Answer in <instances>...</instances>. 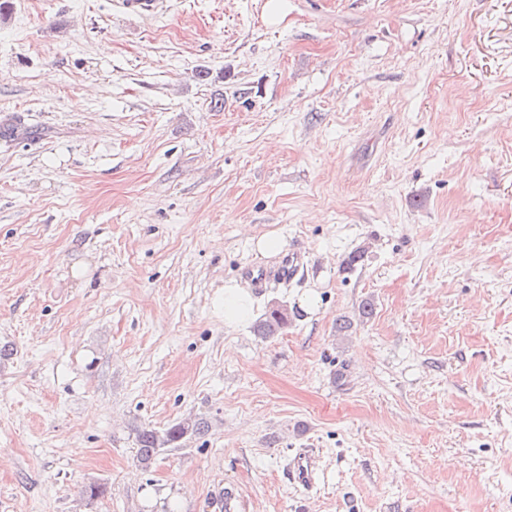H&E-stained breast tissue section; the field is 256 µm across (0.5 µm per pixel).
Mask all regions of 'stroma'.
I'll return each mask as SVG.
<instances>
[{
  "label": "stroma",
  "instance_id": "obj_1",
  "mask_svg": "<svg viewBox=\"0 0 512 512\" xmlns=\"http://www.w3.org/2000/svg\"><path fill=\"white\" fill-rule=\"evenodd\" d=\"M9 3L0 512H512V0ZM163 0H122L125 13L140 17H155L163 12ZM250 246L255 256L261 258L269 257L272 254H278L285 250V242L283 237L271 232L250 239ZM305 272L304 257L296 252L276 265L245 271L243 279L249 288L239 281L225 282L224 326L234 328L253 318L254 298L251 289L260 293L273 284L292 283L301 279ZM288 324V314L285 309L273 306L265 314V317L258 321L255 332L261 338H269L278 334ZM208 427L202 418H186L164 429L135 427L137 461L143 467H149L164 448H175L187 438L204 434ZM294 482L304 488L312 489L318 480V466L315 457L308 450L298 452L288 465Z\"/></svg>",
  "mask_w": 512,
  "mask_h": 512
}]
</instances>
